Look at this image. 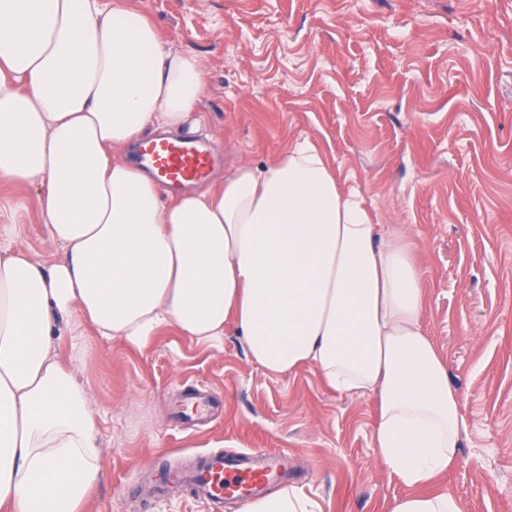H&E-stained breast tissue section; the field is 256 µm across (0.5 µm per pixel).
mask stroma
Returning a JSON list of instances; mask_svg holds the SVG:
<instances>
[{
  "label": "stroma",
  "instance_id": "1",
  "mask_svg": "<svg viewBox=\"0 0 512 512\" xmlns=\"http://www.w3.org/2000/svg\"><path fill=\"white\" fill-rule=\"evenodd\" d=\"M172 50L199 56L205 88L183 134L210 181L265 169L310 142L376 224L407 230L426 272L421 324L465 421L440 482L462 512H512V0H125ZM45 186L0 185V220L51 266ZM54 349L73 360L97 418L99 479L85 512H234L153 475L252 448L288 456L292 486L324 512H392L410 493L380 464L379 401L330 390L304 365L271 376L235 326L220 349L173 328L146 346L88 324ZM217 404L191 423L186 392Z\"/></svg>",
  "mask_w": 512,
  "mask_h": 512
}]
</instances>
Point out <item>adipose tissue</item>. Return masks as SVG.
<instances>
[{
	"label": "adipose tissue",
	"mask_w": 512,
	"mask_h": 512,
	"mask_svg": "<svg viewBox=\"0 0 512 512\" xmlns=\"http://www.w3.org/2000/svg\"><path fill=\"white\" fill-rule=\"evenodd\" d=\"M203 64L119 0H0V183L46 187L39 218L66 257L45 266L0 224V512H83L100 472L92 396L55 354L60 315L147 345L173 327L211 348L235 325L252 361L307 364L378 395L381 464L415 492L393 512H461L432 486L464 420L420 324L424 271L371 223L308 143L176 196L123 157L179 131ZM239 512H323L302 489Z\"/></svg>",
	"instance_id": "adipose-tissue-1"
}]
</instances>
